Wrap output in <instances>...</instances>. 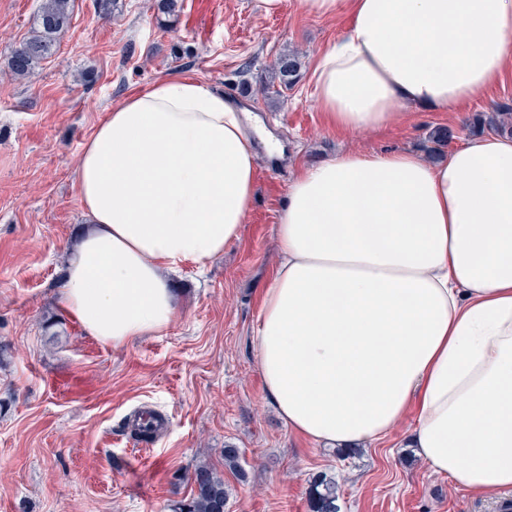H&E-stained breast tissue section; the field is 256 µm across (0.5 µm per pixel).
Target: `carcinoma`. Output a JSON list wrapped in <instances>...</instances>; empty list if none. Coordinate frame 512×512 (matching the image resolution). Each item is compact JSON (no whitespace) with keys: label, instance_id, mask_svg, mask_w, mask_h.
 <instances>
[{"label":"carcinoma","instance_id":"1","mask_svg":"<svg viewBox=\"0 0 512 512\" xmlns=\"http://www.w3.org/2000/svg\"><path fill=\"white\" fill-rule=\"evenodd\" d=\"M71 0H43L35 20L33 34L14 47L9 58V69L18 78H27L35 73L44 60L52 57L56 50L58 36L70 23ZM298 77V60L290 55L278 63L280 86L290 89ZM466 129L471 134L493 130L512 135V105L497 104L490 114L477 113L472 116ZM194 485L193 498L188 512H224L226 494L224 479L207 467H197L190 475ZM336 481L322 476L310 486L309 502L311 512H337Z\"/></svg>","mask_w":512,"mask_h":512}]
</instances>
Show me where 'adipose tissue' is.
<instances>
[{
	"mask_svg": "<svg viewBox=\"0 0 512 512\" xmlns=\"http://www.w3.org/2000/svg\"><path fill=\"white\" fill-rule=\"evenodd\" d=\"M347 15L312 72L339 130H383L484 97L512 62V0H301ZM257 126L183 75L113 107L76 179L86 219L59 293L118 348L169 329L170 277L238 241ZM254 336L264 395L289 430L330 446L411 421L429 469L475 497L512 490V137L439 162L353 151L303 165L276 226Z\"/></svg>",
	"mask_w": 512,
	"mask_h": 512,
	"instance_id": "ef3b65f1",
	"label": "adipose tissue"
}]
</instances>
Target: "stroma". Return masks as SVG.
Instances as JSON below:
<instances>
[{"mask_svg": "<svg viewBox=\"0 0 512 512\" xmlns=\"http://www.w3.org/2000/svg\"><path fill=\"white\" fill-rule=\"evenodd\" d=\"M181 3L166 31L159 0H118L106 19L94 0H72L55 55L20 79L8 60L41 0H0V512H175L200 465L223 476L224 512H310L309 488L322 474L338 485L339 512H501V495L476 498L431 473L403 432L346 456L292 434L264 397L253 327L300 167L348 150L424 153L437 128L459 146L469 117L512 102V64L483 99L455 111L343 132L318 108L311 76L345 17L309 16L300 0L271 12L260 0ZM288 54L300 63L298 82L263 95ZM175 74L232 97L285 152L260 155L240 239L205 270L188 263L175 277L169 330L115 349L56 303L82 222L76 161L103 108ZM148 411L168 427L143 449L128 421ZM228 448L237 468L224 461Z\"/></svg>", "mask_w": 512, "mask_h": 512, "instance_id": "35a3bbf8", "label": "stroma"}]
</instances>
